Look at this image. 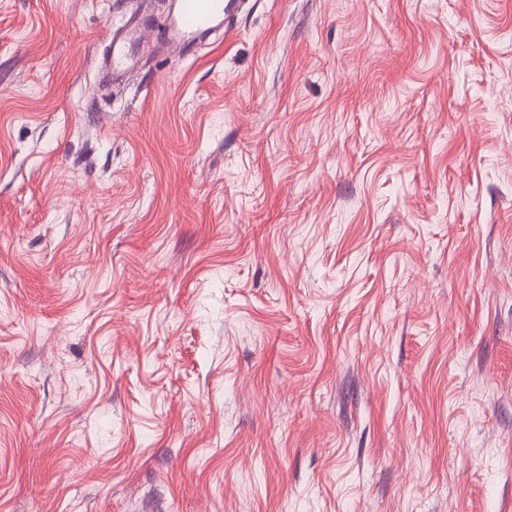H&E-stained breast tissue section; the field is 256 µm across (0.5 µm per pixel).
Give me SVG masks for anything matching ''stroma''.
<instances>
[{"mask_svg":"<svg viewBox=\"0 0 512 512\" xmlns=\"http://www.w3.org/2000/svg\"><path fill=\"white\" fill-rule=\"evenodd\" d=\"M0 0V512H512V0ZM171 5L163 30L156 37L150 33L153 25L147 2L120 27L110 31L108 54L97 62L105 78L113 83L123 81L144 51L160 52L175 59L206 33L224 29L228 35L238 0H172Z\"/></svg>","mask_w":512,"mask_h":512,"instance_id":"obj_1","label":"stroma"}]
</instances>
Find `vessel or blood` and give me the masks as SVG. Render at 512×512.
<instances>
[{"mask_svg": "<svg viewBox=\"0 0 512 512\" xmlns=\"http://www.w3.org/2000/svg\"><path fill=\"white\" fill-rule=\"evenodd\" d=\"M171 5L158 35L150 33V7L146 4L110 31L109 51L97 62L105 78L115 83L123 81L144 52L155 51L176 58L204 34L231 31L238 0H171Z\"/></svg>", "mask_w": 512, "mask_h": 512, "instance_id": "1", "label": "vessel or blood"}]
</instances>
